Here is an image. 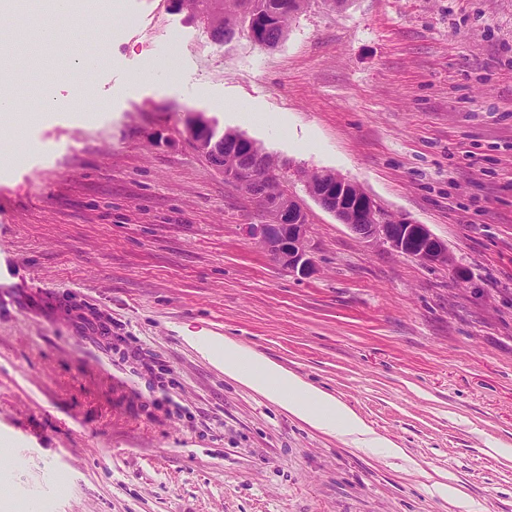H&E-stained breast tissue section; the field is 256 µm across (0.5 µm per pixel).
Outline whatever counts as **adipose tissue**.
<instances>
[{
    "label": "adipose tissue",
    "instance_id": "adipose-tissue-1",
    "mask_svg": "<svg viewBox=\"0 0 512 512\" xmlns=\"http://www.w3.org/2000/svg\"><path fill=\"white\" fill-rule=\"evenodd\" d=\"M190 342L222 367L225 375L264 395L308 426L358 448H379L393 458L404 456V449L378 435L349 405L280 364L222 336H194Z\"/></svg>",
    "mask_w": 512,
    "mask_h": 512
}]
</instances>
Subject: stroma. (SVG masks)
<instances>
[{
	"mask_svg": "<svg viewBox=\"0 0 512 512\" xmlns=\"http://www.w3.org/2000/svg\"><path fill=\"white\" fill-rule=\"evenodd\" d=\"M106 65L87 20L36 59L0 171V500L11 512H512V0H323L276 46L214 41L172 0ZM83 62L79 78L57 59ZM54 101L44 115L45 101ZM264 113L243 123L226 104ZM200 115L285 165L315 268L183 139ZM331 170L452 265L364 243L306 191ZM227 336L353 407L389 458L316 430L186 341ZM461 487L464 507L434 482Z\"/></svg>",
	"mask_w": 512,
	"mask_h": 512,
	"instance_id": "35a3bbf8",
	"label": "stroma"
}]
</instances>
